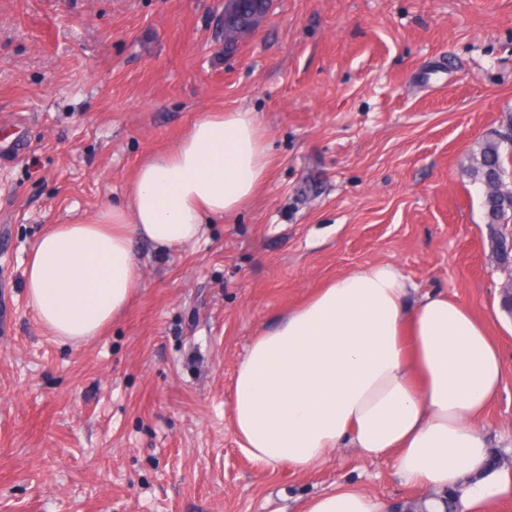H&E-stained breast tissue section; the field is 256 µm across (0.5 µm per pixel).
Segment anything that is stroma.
<instances>
[{
    "label": "stroma",
    "instance_id": "obj_1",
    "mask_svg": "<svg viewBox=\"0 0 512 512\" xmlns=\"http://www.w3.org/2000/svg\"><path fill=\"white\" fill-rule=\"evenodd\" d=\"M224 0H0V512H298L349 483L418 497L350 449L302 473L240 450L237 365L276 316L395 266L487 324L506 365L478 424L512 456V318L463 171L512 114V0H273L234 53ZM250 110L270 167L197 244H133L142 286L74 346L27 303L45 229L124 202L204 112Z\"/></svg>",
    "mask_w": 512,
    "mask_h": 512
}]
</instances>
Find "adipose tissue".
<instances>
[{"mask_svg":"<svg viewBox=\"0 0 512 512\" xmlns=\"http://www.w3.org/2000/svg\"><path fill=\"white\" fill-rule=\"evenodd\" d=\"M258 117L207 112L170 151L141 166L127 202L77 224H53L25 268L41 324L79 345L119 317L141 286L134 240L172 251L208 224L233 217L269 171ZM400 271L375 264L320 289L257 336L239 362L231 417L245 455L264 468L308 471L341 449L391 460L426 492L468 477L462 512L512 498V471L486 467L478 420L505 372L485 324L460 302L428 294L410 302ZM389 503L339 485L302 512H389Z\"/></svg>","mask_w":512,"mask_h":512,"instance_id":"obj_1","label":"adipose tissue"}]
</instances>
